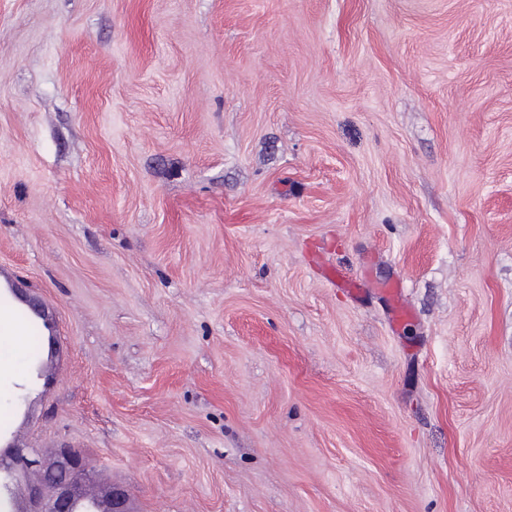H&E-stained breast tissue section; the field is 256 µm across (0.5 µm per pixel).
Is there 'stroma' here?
<instances>
[{
  "label": "stroma",
  "instance_id": "35a3bbf8",
  "mask_svg": "<svg viewBox=\"0 0 512 512\" xmlns=\"http://www.w3.org/2000/svg\"><path fill=\"white\" fill-rule=\"evenodd\" d=\"M28 288L0 441L133 512H512V0H0ZM104 509L106 512H130L128 490L118 485L104 486Z\"/></svg>",
  "mask_w": 512,
  "mask_h": 512
}]
</instances>
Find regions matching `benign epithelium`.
<instances>
[{"mask_svg": "<svg viewBox=\"0 0 512 512\" xmlns=\"http://www.w3.org/2000/svg\"><path fill=\"white\" fill-rule=\"evenodd\" d=\"M8 455L10 461L0 464V490L10 499L15 496L16 475L20 472L31 468L43 474L63 475L52 485L41 481L25 484L28 512H41L45 503L51 505L50 512H76L77 505L95 487V474L76 448L64 445L54 449L48 458L33 454L28 448H10ZM103 493L105 512H130L126 488L108 485L103 487Z\"/></svg>", "mask_w": 512, "mask_h": 512, "instance_id": "7a95c632", "label": "benign epithelium"}]
</instances>
